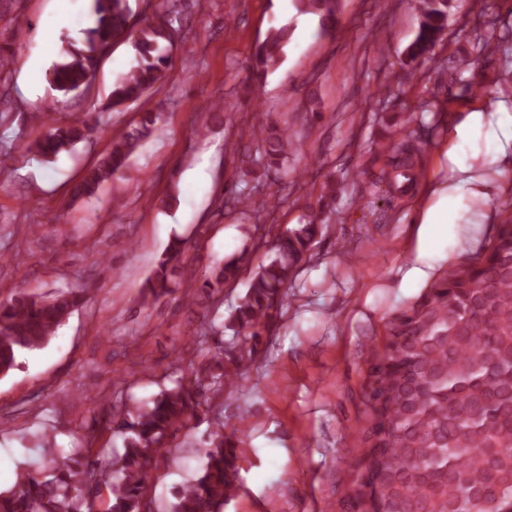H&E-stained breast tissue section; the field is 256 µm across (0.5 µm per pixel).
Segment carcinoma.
I'll return each instance as SVG.
<instances>
[{"label": "carcinoma", "instance_id": "1", "mask_svg": "<svg viewBox=\"0 0 512 512\" xmlns=\"http://www.w3.org/2000/svg\"><path fill=\"white\" fill-rule=\"evenodd\" d=\"M299 11L317 14L335 23L336 0H296ZM419 32L409 47L406 65L432 59L447 26L443 0H423ZM95 25L83 31L81 46L69 42L62 59L50 72L59 92L79 91L88 84L102 48L128 41L135 64L115 83L112 107L134 101L163 82L171 51L164 24L133 28L129 0H95ZM288 26L271 28L257 47L254 68L264 75L282 62L288 46ZM159 112H143L139 121L112 142L111 149L75 184L77 197L92 196L102 184L123 175L130 157L155 131ZM96 127L56 125L38 144L40 154L54 157L90 138ZM259 156L253 164L268 171L278 168L292 150L287 131L274 127L257 132ZM314 217L297 229L279 234L273 241V257L259 267L226 328L243 341L258 340L261 326L275 320L283 301V288L309 251L321 228ZM512 245V224L500 225L495 241L476 253L474 261L448 271V278L433 288L430 299L413 309L398 325L385 355L370 368L365 393L374 417L373 438L365 455L352 499L364 493L385 507L408 512H481V504L494 502L496 509L512 505V485L496 484L494 472L512 468V273H490L476 281L473 272L489 249ZM160 270L145 288L155 298L167 290L168 263L183 254L176 239ZM249 262L248 250L213 268L204 287L218 291L239 277ZM450 288H463L451 294ZM82 300L78 292L43 296L11 294L0 299V375L18 366L22 353L40 349ZM403 358L410 367L398 377L386 361ZM215 368L194 373L187 384L161 394L152 405L127 412L125 439L114 473H101L82 463L87 449L46 476L21 475L17 484L0 490V512H93L107 488V512H151L147 497V465L164 452L163 440L185 426L198 402L195 388L208 381L219 391L233 385L241 374L243 348L231 342L218 350ZM206 463L197 479L183 485L170 512H221L236 472V448L221 430L209 437Z\"/></svg>", "mask_w": 512, "mask_h": 512}]
</instances>
